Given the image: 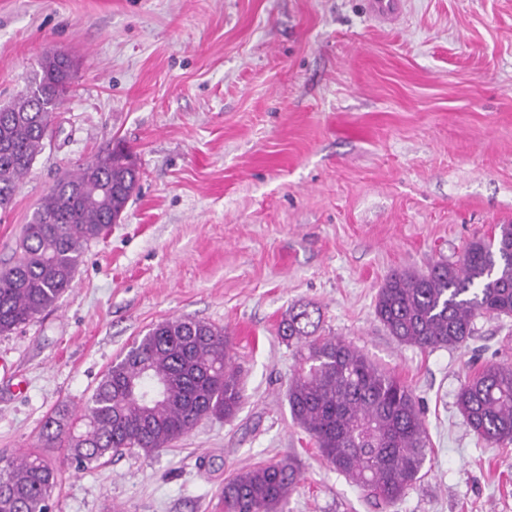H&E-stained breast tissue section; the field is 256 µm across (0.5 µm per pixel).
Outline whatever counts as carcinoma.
I'll return each mask as SVG.
<instances>
[{
  "label": "carcinoma",
  "mask_w": 512,
  "mask_h": 512,
  "mask_svg": "<svg viewBox=\"0 0 512 512\" xmlns=\"http://www.w3.org/2000/svg\"><path fill=\"white\" fill-rule=\"evenodd\" d=\"M73 72L72 62L47 55L41 78L0 108V209L44 149ZM139 179L133 152L109 144L49 188L15 261L0 271V334L69 290L85 246L125 210ZM375 315L396 341L421 349L463 346L478 315L512 316V224L471 241L458 263L391 274L378 289ZM318 329L305 305L290 307L278 326L297 343L287 391L291 418L337 472L390 506L421 480L428 455L417 399L350 342ZM230 350L222 328L189 318L161 321L112 362L80 413L65 408L48 416L40 438L81 470L121 450L151 455L169 448L202 419L239 411L243 387ZM457 408L476 435L512 444V364L481 366L461 386ZM60 459L39 451L1 455L0 512H51ZM297 486L291 461L255 465L224 482V512H282Z\"/></svg>",
  "instance_id": "cac0c4a2"
}]
</instances>
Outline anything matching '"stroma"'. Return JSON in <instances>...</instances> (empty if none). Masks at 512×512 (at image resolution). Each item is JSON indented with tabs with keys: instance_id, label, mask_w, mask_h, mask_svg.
<instances>
[{
	"instance_id": "1",
	"label": "stroma",
	"mask_w": 512,
	"mask_h": 512,
	"mask_svg": "<svg viewBox=\"0 0 512 512\" xmlns=\"http://www.w3.org/2000/svg\"><path fill=\"white\" fill-rule=\"evenodd\" d=\"M0 0V106L48 52L74 63L53 137L0 211V268L55 180L108 143L141 180L84 249L71 289L0 334V451L35 449L160 321L228 332L245 400L174 447L59 477L53 512H223L225 479L293 459L284 512H512V444L466 426L457 393L512 362V316H478L460 348L398 343L377 320L387 275L457 262L512 224V0ZM294 305L409 384L430 438L424 475L375 504L293 423ZM22 391H15V384Z\"/></svg>"
}]
</instances>
